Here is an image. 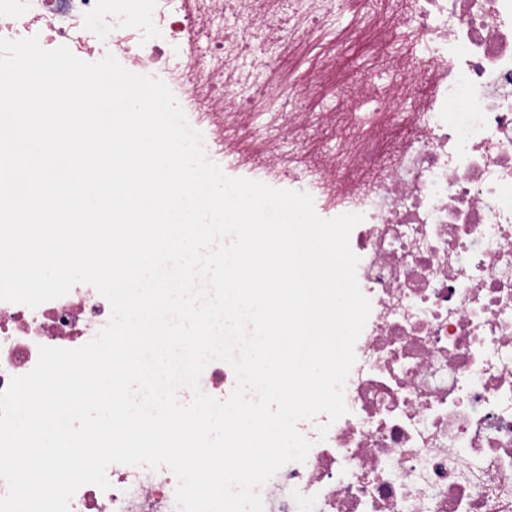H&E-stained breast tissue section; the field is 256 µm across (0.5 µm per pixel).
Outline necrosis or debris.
<instances>
[{
    "mask_svg": "<svg viewBox=\"0 0 512 512\" xmlns=\"http://www.w3.org/2000/svg\"><path fill=\"white\" fill-rule=\"evenodd\" d=\"M32 36L162 80L226 175L363 216L350 247L371 312L349 412L299 422L312 447L260 487L264 512H512V0H0V40ZM362 43L341 118L321 101ZM312 128L336 151L316 157ZM110 315L86 284L0 301V392ZM106 477L69 512H177L168 468Z\"/></svg>",
    "mask_w": 512,
    "mask_h": 512,
    "instance_id": "obj_1",
    "label": "necrosis or debris"
}]
</instances>
